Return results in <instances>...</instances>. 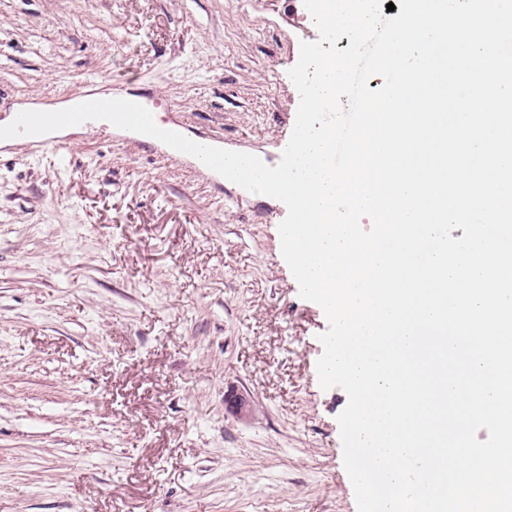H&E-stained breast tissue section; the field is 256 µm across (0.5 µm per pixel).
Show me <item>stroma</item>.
<instances>
[{
  "label": "stroma",
  "mask_w": 512,
  "mask_h": 512,
  "mask_svg": "<svg viewBox=\"0 0 512 512\" xmlns=\"http://www.w3.org/2000/svg\"><path fill=\"white\" fill-rule=\"evenodd\" d=\"M318 38L303 0H0V119L90 79L274 166ZM67 139L0 148V512H357L286 206L121 131Z\"/></svg>",
  "instance_id": "stroma-1"
}]
</instances>
